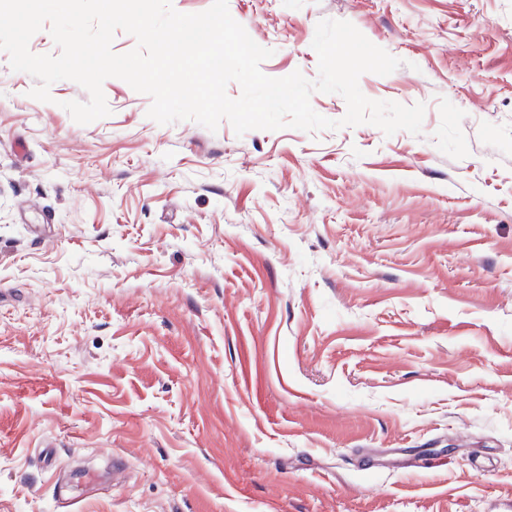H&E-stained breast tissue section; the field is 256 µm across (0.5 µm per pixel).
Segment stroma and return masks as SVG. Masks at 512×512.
<instances>
[{
  "mask_svg": "<svg viewBox=\"0 0 512 512\" xmlns=\"http://www.w3.org/2000/svg\"><path fill=\"white\" fill-rule=\"evenodd\" d=\"M362 124L236 135L105 80L73 121L0 51V512H512V0H228Z\"/></svg>",
  "mask_w": 512,
  "mask_h": 512,
  "instance_id": "obj_1",
  "label": "stroma"
}]
</instances>
